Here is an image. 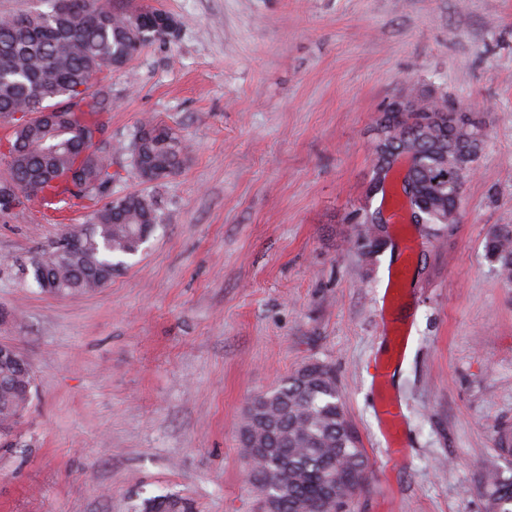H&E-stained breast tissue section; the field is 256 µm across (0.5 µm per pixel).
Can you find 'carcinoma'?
<instances>
[{
    "mask_svg": "<svg viewBox=\"0 0 512 512\" xmlns=\"http://www.w3.org/2000/svg\"><path fill=\"white\" fill-rule=\"evenodd\" d=\"M163 11H129L95 0H39L24 14L0 17V118L15 112L34 115L11 131L0 149L11 157L13 188L39 209L61 208L72 198L89 202L86 223L65 231L56 247L32 259L28 274L37 287L55 296L93 293L105 287L126 260L137 255L157 229L153 199L129 193L103 204L99 195L112 184V144L89 152L92 128L107 120V92L94 90L92 76L102 68L130 64L151 42L167 38ZM403 153L416 147L399 185L412 224L425 220L440 238L459 220L463 187L476 169L485 143L482 121L449 116L446 96L419 99L416 111L385 132ZM143 182L177 174L187 159L178 131L153 118L141 119L121 146ZM362 217L353 240L366 256L383 250L379 236L384 209ZM69 248L65 263L53 259ZM486 257L504 285L512 286V224H496L484 241ZM33 388L27 362L0 358V435L17 425ZM241 447L252 458L250 478L276 512H345L365 476L364 449L356 445L336 382L328 365L311 362L277 388L251 402L240 432ZM487 512H512V476L499 463L483 467ZM144 512H193L178 494L151 498Z\"/></svg>",
    "mask_w": 512,
    "mask_h": 512,
    "instance_id": "1",
    "label": "carcinoma"
}]
</instances>
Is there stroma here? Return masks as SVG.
<instances>
[{"label": "stroma", "instance_id": "stroma-1", "mask_svg": "<svg viewBox=\"0 0 512 512\" xmlns=\"http://www.w3.org/2000/svg\"><path fill=\"white\" fill-rule=\"evenodd\" d=\"M174 16L98 86L109 139L139 119L189 156L145 183L124 156L104 193L152 198L160 227L104 288L55 297L24 272L85 211L0 212V345L34 387L0 447V512H139L173 492L195 512H264L239 434L253 398L329 364L367 456L348 512H486L484 464L512 427V288L484 252L512 224V0H123ZM446 95L486 119L460 221L413 230L417 287L387 301L390 250L356 218L375 121L399 97ZM396 361L402 458L387 457L373 368ZM372 219L369 220L367 216H363L356 223L359 224L356 235L353 240L354 246L361 251L363 255L371 256L379 253L383 250L388 244V238L384 239L379 236V225L387 223V215L385 210L382 208H377L371 212ZM386 226V230L388 232L389 225L383 224Z\"/></svg>", "mask_w": 512, "mask_h": 512}]
</instances>
